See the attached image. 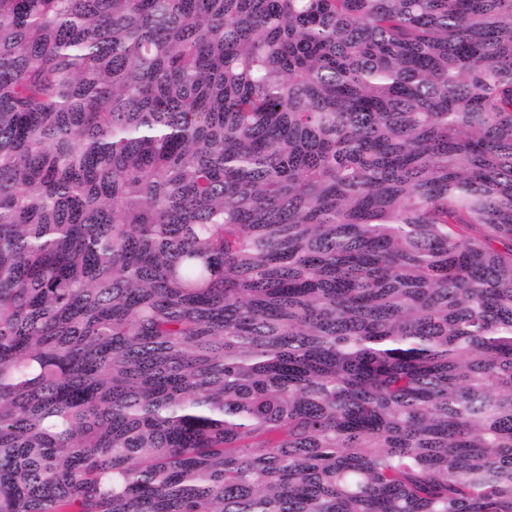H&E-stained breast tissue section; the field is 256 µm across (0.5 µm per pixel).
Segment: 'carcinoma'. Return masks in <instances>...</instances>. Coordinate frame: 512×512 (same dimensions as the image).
<instances>
[{"label": "carcinoma", "instance_id": "carcinoma-1", "mask_svg": "<svg viewBox=\"0 0 512 512\" xmlns=\"http://www.w3.org/2000/svg\"><path fill=\"white\" fill-rule=\"evenodd\" d=\"M0 512H512V0H0Z\"/></svg>", "mask_w": 512, "mask_h": 512}]
</instances>
